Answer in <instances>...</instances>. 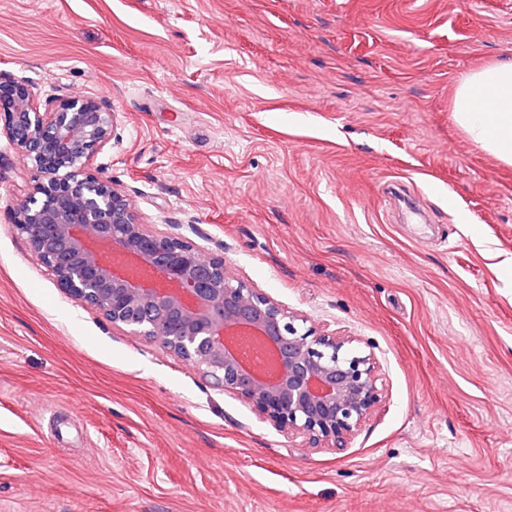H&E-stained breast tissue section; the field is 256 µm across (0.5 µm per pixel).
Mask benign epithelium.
Returning <instances> with one entry per match:
<instances>
[{
  "label": "benign epithelium",
  "instance_id": "benign-epithelium-1",
  "mask_svg": "<svg viewBox=\"0 0 512 512\" xmlns=\"http://www.w3.org/2000/svg\"><path fill=\"white\" fill-rule=\"evenodd\" d=\"M0 120L35 175L11 223L68 297L159 341L301 447L346 448L382 400L376 362L236 276L179 225L140 222L93 169L116 113L91 97L41 106L31 84L0 74Z\"/></svg>",
  "mask_w": 512,
  "mask_h": 512
}]
</instances>
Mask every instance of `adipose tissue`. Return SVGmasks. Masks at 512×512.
<instances>
[{
    "label": "adipose tissue",
    "instance_id": "1",
    "mask_svg": "<svg viewBox=\"0 0 512 512\" xmlns=\"http://www.w3.org/2000/svg\"><path fill=\"white\" fill-rule=\"evenodd\" d=\"M452 110L456 123L485 151L512 165V62L465 75Z\"/></svg>",
    "mask_w": 512,
    "mask_h": 512
}]
</instances>
